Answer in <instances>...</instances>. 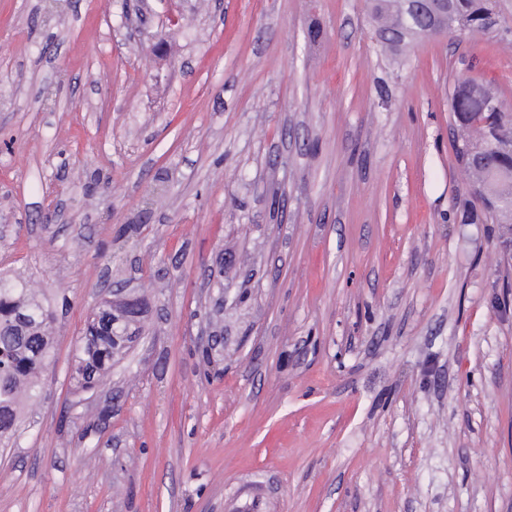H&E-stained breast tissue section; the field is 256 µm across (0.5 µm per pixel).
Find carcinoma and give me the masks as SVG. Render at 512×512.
I'll use <instances>...</instances> for the list:
<instances>
[{
  "label": "carcinoma",
  "instance_id": "carcinoma-1",
  "mask_svg": "<svg viewBox=\"0 0 512 512\" xmlns=\"http://www.w3.org/2000/svg\"><path fill=\"white\" fill-rule=\"evenodd\" d=\"M448 32L483 31L491 26L494 0H448ZM377 42L384 51L402 48L408 26L426 19L406 18L403 0H370ZM499 97L489 87L463 79L451 95L460 134L454 140L458 164L468 176L465 212H481L502 224L500 203L512 199V113L493 111ZM137 309H115L105 300L74 344L71 380L78 393L102 382L112 359L122 351ZM55 316L44 289L22 277H0V447L15 437L26 403L37 397L43 371L53 352Z\"/></svg>",
  "mask_w": 512,
  "mask_h": 512
}]
</instances>
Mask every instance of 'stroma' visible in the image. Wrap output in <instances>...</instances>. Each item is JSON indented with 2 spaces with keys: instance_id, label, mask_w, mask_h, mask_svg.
Instances as JSON below:
<instances>
[{
  "instance_id": "obj_1",
  "label": "stroma",
  "mask_w": 512,
  "mask_h": 512,
  "mask_svg": "<svg viewBox=\"0 0 512 512\" xmlns=\"http://www.w3.org/2000/svg\"><path fill=\"white\" fill-rule=\"evenodd\" d=\"M144 8L0 0V274L58 317L0 512H512V233L449 106H512V0L396 56L366 0ZM106 297L137 334L77 394Z\"/></svg>"
}]
</instances>
